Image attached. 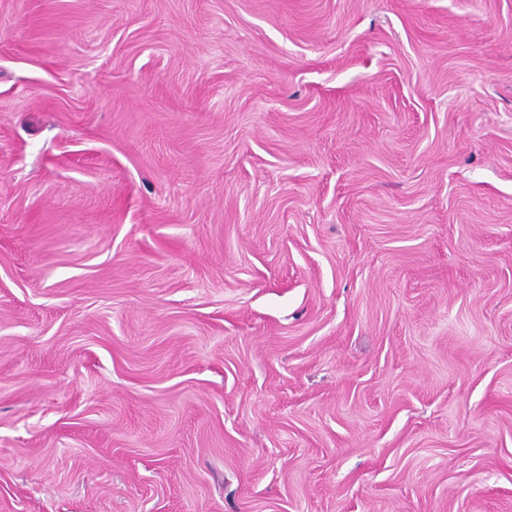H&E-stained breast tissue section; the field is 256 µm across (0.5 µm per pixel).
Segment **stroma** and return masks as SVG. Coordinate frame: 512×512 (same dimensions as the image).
<instances>
[{
  "label": "stroma",
  "mask_w": 512,
  "mask_h": 512,
  "mask_svg": "<svg viewBox=\"0 0 512 512\" xmlns=\"http://www.w3.org/2000/svg\"><path fill=\"white\" fill-rule=\"evenodd\" d=\"M0 512H512V0H0Z\"/></svg>",
  "instance_id": "stroma-1"
}]
</instances>
